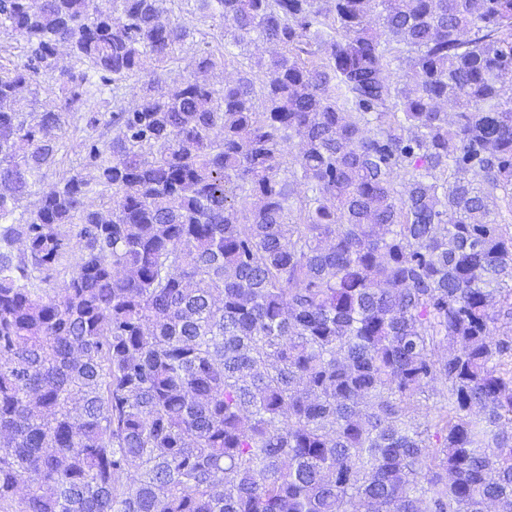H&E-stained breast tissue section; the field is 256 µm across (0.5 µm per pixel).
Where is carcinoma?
I'll use <instances>...</instances> for the list:
<instances>
[{"mask_svg": "<svg viewBox=\"0 0 512 512\" xmlns=\"http://www.w3.org/2000/svg\"><path fill=\"white\" fill-rule=\"evenodd\" d=\"M166 2L0 0V512H512V0H195L281 51L113 111L107 209L77 171L16 217ZM26 60V48L23 41H19L3 32L0 33V64L12 68L14 64ZM30 86V92L27 93V99L31 104V108L38 112L49 109L55 104L59 106L58 89L51 87V82L42 75L36 78Z\"/></svg>", "mask_w": 512, "mask_h": 512, "instance_id": "obj_1", "label": "carcinoma"}]
</instances>
